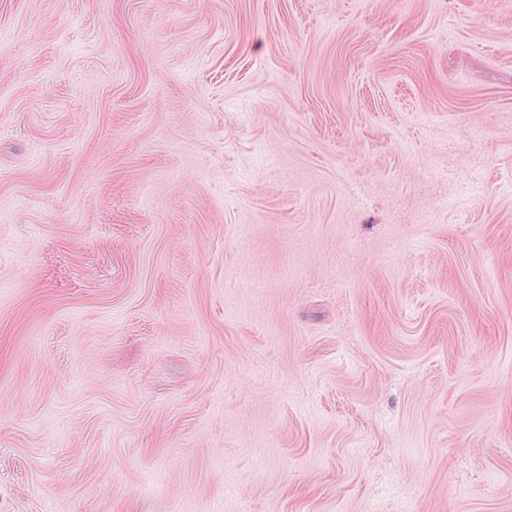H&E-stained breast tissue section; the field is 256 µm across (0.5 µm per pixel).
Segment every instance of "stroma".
<instances>
[{"label":"stroma","instance_id":"stroma-1","mask_svg":"<svg viewBox=\"0 0 512 512\" xmlns=\"http://www.w3.org/2000/svg\"><path fill=\"white\" fill-rule=\"evenodd\" d=\"M0 512H512V0H0Z\"/></svg>","mask_w":512,"mask_h":512}]
</instances>
